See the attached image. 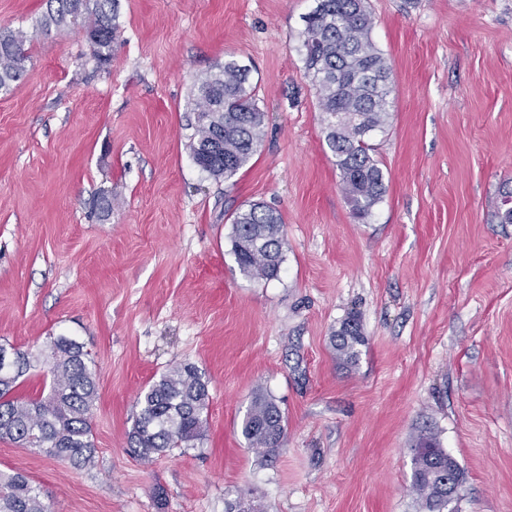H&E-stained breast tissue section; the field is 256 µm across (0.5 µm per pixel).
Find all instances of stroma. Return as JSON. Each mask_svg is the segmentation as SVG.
I'll use <instances>...</instances> for the list:
<instances>
[{
    "mask_svg": "<svg viewBox=\"0 0 512 512\" xmlns=\"http://www.w3.org/2000/svg\"><path fill=\"white\" fill-rule=\"evenodd\" d=\"M316 5L118 0L100 67L84 30L37 33L46 0H0V31L32 36L0 92V344L73 337L97 383L93 467L0 438V471L51 512H418L426 433L463 470L450 512H512V0H366L392 92L372 139L386 192L363 220L305 72ZM231 59L267 120L224 181L189 144L194 83ZM256 202L284 224L271 280L232 250ZM352 316L366 344L349 368L330 336ZM183 362L208 381L204 434L140 460L137 396ZM259 392L285 418L271 455L240 429Z\"/></svg>",
    "mask_w": 512,
    "mask_h": 512,
    "instance_id": "obj_1",
    "label": "stroma"
}]
</instances>
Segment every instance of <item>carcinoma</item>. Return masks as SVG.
I'll use <instances>...</instances> for the list:
<instances>
[{
	"label": "carcinoma",
	"instance_id": "cac0c4a2",
	"mask_svg": "<svg viewBox=\"0 0 512 512\" xmlns=\"http://www.w3.org/2000/svg\"><path fill=\"white\" fill-rule=\"evenodd\" d=\"M118 0H47L37 21L47 33L65 25L85 29L92 57L103 66L112 59L119 37ZM373 21L364 0H318L305 17L302 44L307 75L316 89L327 145L336 158L341 189L352 215L364 219L385 193V176L374 156L367 130L388 124L391 68L371 38ZM31 36L23 30L0 31V91L26 72ZM197 120L190 150L195 163L215 179H232L253 158L264 134L265 112L249 81V70L224 62L195 83ZM280 215L253 204L233 219V252L240 272L272 279L283 260ZM336 360L354 366L365 337L356 319L344 321L330 338ZM47 393L20 401L11 396L18 379L39 362L32 352L16 350L0 366V438L24 448L68 460L77 467L95 464L91 421L96 378L83 345L69 336L50 340ZM139 413L129 433L141 459L184 448L203 436L209 406L205 374L180 363L137 397ZM248 447L269 454L282 445L283 416L269 395L254 396L241 422ZM462 484L458 462L431 435L412 448V487L421 512H446L448 482ZM0 512H49L40 492L22 473H0Z\"/></svg>",
	"mask_w": 512,
	"mask_h": 512
}]
</instances>
